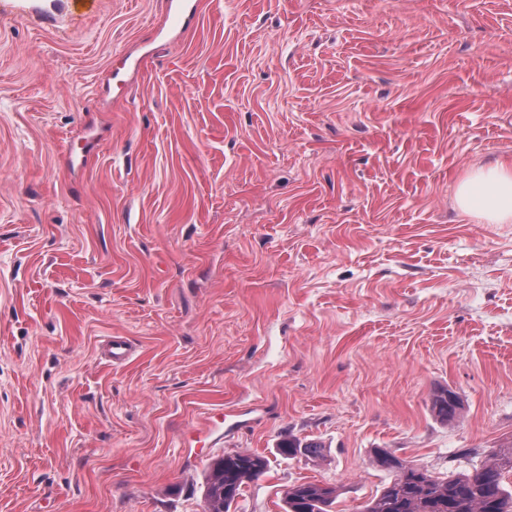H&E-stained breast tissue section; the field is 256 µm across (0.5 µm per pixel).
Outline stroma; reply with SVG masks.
<instances>
[{
	"label": "stroma",
	"mask_w": 512,
	"mask_h": 512,
	"mask_svg": "<svg viewBox=\"0 0 512 512\" xmlns=\"http://www.w3.org/2000/svg\"><path fill=\"white\" fill-rule=\"evenodd\" d=\"M186 3L0 0V512H204L244 448L230 512H357L374 449L511 442L512 223L455 193L512 160V0ZM462 410V403L457 393L448 388L435 391L431 397V411L443 424L455 421ZM321 448L322 445L318 442L301 440L295 437L284 438L277 446L278 453L288 458L297 456L316 458L321 455ZM269 469L267 456L249 450L224 454L212 460L204 476L205 512H229L244 487ZM338 488L317 481H299L285 494L284 512H329L336 501Z\"/></svg>",
	"instance_id": "35a3bbf8"
}]
</instances>
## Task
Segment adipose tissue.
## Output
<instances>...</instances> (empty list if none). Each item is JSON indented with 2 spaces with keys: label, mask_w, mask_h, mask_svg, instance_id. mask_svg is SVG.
<instances>
[{
  "label": "adipose tissue",
  "mask_w": 512,
  "mask_h": 512,
  "mask_svg": "<svg viewBox=\"0 0 512 512\" xmlns=\"http://www.w3.org/2000/svg\"><path fill=\"white\" fill-rule=\"evenodd\" d=\"M457 204L487 224L512 223V162L470 170L457 187Z\"/></svg>",
  "instance_id": "ef3b65f1"
}]
</instances>
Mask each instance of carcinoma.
Here are the masks:
<instances>
[{"instance_id":"1","label":"carcinoma","mask_w":512,"mask_h":512,"mask_svg":"<svg viewBox=\"0 0 512 512\" xmlns=\"http://www.w3.org/2000/svg\"><path fill=\"white\" fill-rule=\"evenodd\" d=\"M461 410L455 391L442 388L433 393L431 411L441 423L455 421ZM321 448L318 442L295 437L284 438L277 446L288 458H316ZM372 462L388 473L390 481L359 512H512V443L492 449L480 464L456 473L437 474L414 464L405 467L385 448L375 449ZM268 469V457L249 450L212 460L204 476L205 512H229L244 487ZM337 495L333 485L299 481L285 494L284 512H329Z\"/></svg>"}]
</instances>
